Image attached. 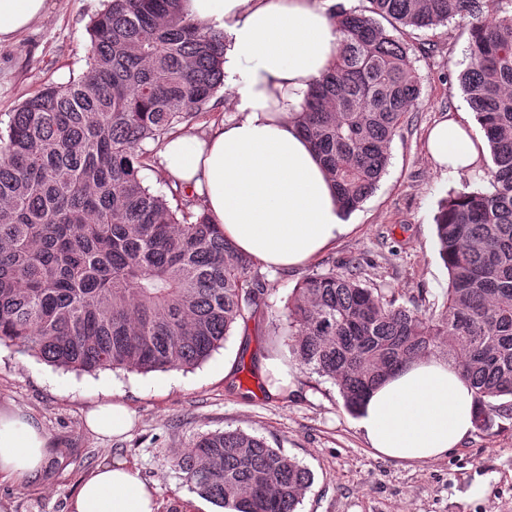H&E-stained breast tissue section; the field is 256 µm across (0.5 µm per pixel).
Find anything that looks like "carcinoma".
Returning a JSON list of instances; mask_svg holds the SVG:
<instances>
[{
	"label": "carcinoma",
	"instance_id": "cac0c4a2",
	"mask_svg": "<svg viewBox=\"0 0 512 512\" xmlns=\"http://www.w3.org/2000/svg\"><path fill=\"white\" fill-rule=\"evenodd\" d=\"M336 13L335 66L309 84L303 130L349 215L374 193L421 98L407 30L470 19L459 75L489 145L491 190L448 196L436 220L448 293L407 307L357 276L308 275L273 346L333 381L358 413L409 361L448 359L470 383L475 425L512 413V0H363ZM181 0H109L92 22L86 69L19 103L0 131V341L57 368L149 373L195 368L269 288L203 211L139 176L152 150L224 87V31ZM191 490L236 512H296L311 472L242 429L201 434L174 458Z\"/></svg>",
	"mask_w": 512,
	"mask_h": 512
}]
</instances>
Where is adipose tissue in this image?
Here are the masks:
<instances>
[{
    "label": "adipose tissue",
    "mask_w": 512,
    "mask_h": 512,
    "mask_svg": "<svg viewBox=\"0 0 512 512\" xmlns=\"http://www.w3.org/2000/svg\"><path fill=\"white\" fill-rule=\"evenodd\" d=\"M331 0H181L195 23L223 30L225 85L235 117L209 131L163 143L167 173L197 198L239 253L270 271L313 262L349 233L331 178L301 131L298 115L312 79L339 52ZM49 0H0V46L47 12ZM459 115L428 132L425 151L438 168L471 173L488 152ZM474 392L441 357L414 360L370 391L356 420L375 456L403 462L440 459L475 425ZM109 439L129 432L133 412L106 400L85 417ZM53 454L43 427L21 411H0V481L36 478ZM70 512H157L153 489L122 461L98 465L81 482Z\"/></svg>",
    "instance_id": "1"
}]
</instances>
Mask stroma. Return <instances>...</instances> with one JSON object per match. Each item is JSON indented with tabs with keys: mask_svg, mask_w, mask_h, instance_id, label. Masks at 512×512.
I'll return each instance as SVG.
<instances>
[{
	"mask_svg": "<svg viewBox=\"0 0 512 512\" xmlns=\"http://www.w3.org/2000/svg\"><path fill=\"white\" fill-rule=\"evenodd\" d=\"M105 0H52L48 13L17 44L0 47V122L45 83H64L86 67L88 26ZM469 22L455 18L412 31L408 41L420 78L418 105L390 145L387 171L364 204L348 216L351 231L315 262L267 273L263 320L236 330L204 363L147 374L121 369L66 371L0 342V410H21L54 443L43 474L25 485L0 481L6 512H69L81 480L99 464L123 460L156 491L158 512H223L199 497L173 458L199 434L243 429L308 467L314 477L297 512H512V418L493 417L436 461L374 457L356 417L327 378L298 368L295 386L272 395L264 365L267 333L280 323L294 288L313 272L362 259L361 280L409 305L441 304L448 271L438 252L435 216L449 194L483 187L487 167L460 177L430 164L424 143L436 122L469 111L458 80L471 63ZM112 397L138 417L128 435L103 440L85 426L86 412ZM481 496H470L474 484Z\"/></svg>",
	"mask_w": 512,
	"mask_h": 512,
	"instance_id": "obj_1",
	"label": "stroma"
}]
</instances>
